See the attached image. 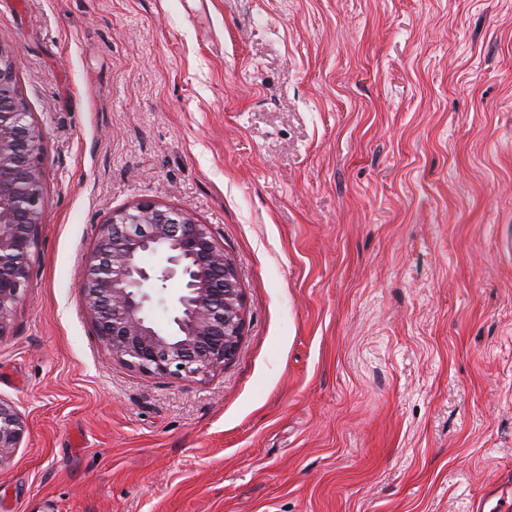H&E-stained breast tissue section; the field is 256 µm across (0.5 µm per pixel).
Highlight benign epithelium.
Segmentation results:
<instances>
[{"instance_id": "benign-epithelium-1", "label": "benign epithelium", "mask_w": 512, "mask_h": 512, "mask_svg": "<svg viewBox=\"0 0 512 512\" xmlns=\"http://www.w3.org/2000/svg\"><path fill=\"white\" fill-rule=\"evenodd\" d=\"M17 59L0 49V336L29 279V256L45 205L41 135L17 86ZM159 255L163 264H144ZM181 284L169 322L151 309L167 282ZM96 336L142 373L206 378L237 354L245 323L236 265L211 227L174 207L145 201L101 225L80 284ZM23 435L14 406L0 400V462Z\"/></svg>"}]
</instances>
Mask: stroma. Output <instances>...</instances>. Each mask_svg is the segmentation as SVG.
<instances>
[{"mask_svg": "<svg viewBox=\"0 0 512 512\" xmlns=\"http://www.w3.org/2000/svg\"><path fill=\"white\" fill-rule=\"evenodd\" d=\"M45 209L0 335V512H476L512 487V0H0ZM211 225L202 380L112 359V211ZM23 435L21 417L14 406L0 400V462L18 448Z\"/></svg>", "mask_w": 512, "mask_h": 512, "instance_id": "1", "label": "stroma"}]
</instances>
